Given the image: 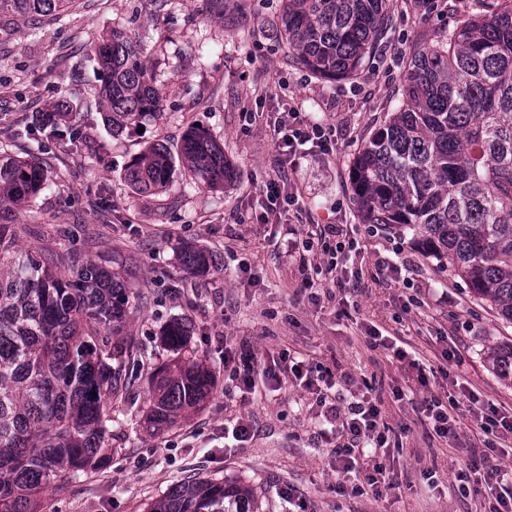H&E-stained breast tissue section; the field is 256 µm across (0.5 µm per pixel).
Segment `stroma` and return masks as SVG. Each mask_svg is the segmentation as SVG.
Masks as SVG:
<instances>
[{
  "instance_id": "35a3bbf8",
  "label": "stroma",
  "mask_w": 512,
  "mask_h": 512,
  "mask_svg": "<svg viewBox=\"0 0 512 512\" xmlns=\"http://www.w3.org/2000/svg\"><path fill=\"white\" fill-rule=\"evenodd\" d=\"M283 0H72L62 17L31 23L0 16V155L36 156L46 172L40 193L13 223L31 233V253L76 251L116 259L130 272L125 327L141 348L137 378L106 407L110 454L76 473L46 512H144L173 485L193 478L243 479L260 512H488L490 492L461 495L455 475L490 458L512 468V440L488 452L481 412L512 408V381L486 354L512 343V323L447 266L426 257L411 232L362 223L350 171L368 137L398 106L415 47L459 20L492 11L496 0H388L387 28L354 75L320 78L291 56L278 32ZM122 31L144 51L163 98L159 117L112 133L99 104L101 73L92 47ZM69 103L77 143L34 129L45 105ZM318 123L333 149L301 151L281 169L274 147L280 112ZM207 129L237 176L209 188L183 165L151 196L125 178L133 158L154 142L178 155L185 131ZM284 184L291 205L271 212L263 188ZM317 224L345 225L356 248L335 274ZM293 241L285 253V241ZM214 253L221 270L190 275L176 248ZM408 263L395 274L389 264ZM190 319L188 350L216 386L200 411L158 433L143 415L149 378L172 359L161 333ZM416 352L433 373L417 372L371 332ZM249 346L261 367L287 352L313 367L314 389L282 371L252 395L224 366L225 350ZM460 361L447 362L444 350ZM368 393L381 410L389 446L380 462L392 486L374 496L364 474H336V445L322 399L344 404ZM454 398L455 433L438 437L420 405ZM249 420L252 437L229 447L224 432Z\"/></svg>"
}]
</instances>
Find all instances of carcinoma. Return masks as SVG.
Segmentation results:
<instances>
[{
	"instance_id": "cac0c4a2",
	"label": "carcinoma",
	"mask_w": 512,
	"mask_h": 512,
	"mask_svg": "<svg viewBox=\"0 0 512 512\" xmlns=\"http://www.w3.org/2000/svg\"><path fill=\"white\" fill-rule=\"evenodd\" d=\"M70 0H0V15L32 20ZM386 0H284L280 33L299 62L324 78L347 77L387 25ZM94 52L104 73L101 107L119 132L161 111L141 45L114 31ZM180 161L206 186L235 178L204 128L184 137ZM174 161L161 143L135 157L127 180L140 193L166 186ZM352 190L367 224L414 232L426 256L448 262L474 295L512 322V0L500 12L460 21L414 50L404 102L353 162ZM44 183L32 157L0 159V512H41L78 471L108 453L105 397L128 380L138 347L124 334L129 285L122 265L77 252L34 258L30 233L8 215ZM189 274L216 265L210 252L177 247ZM189 326L162 334L174 353L150 382L146 427L171 428L199 410L214 387L210 371L182 356ZM512 380V344L488 352ZM250 485L194 479L174 485L146 512H256Z\"/></svg>"
}]
</instances>
